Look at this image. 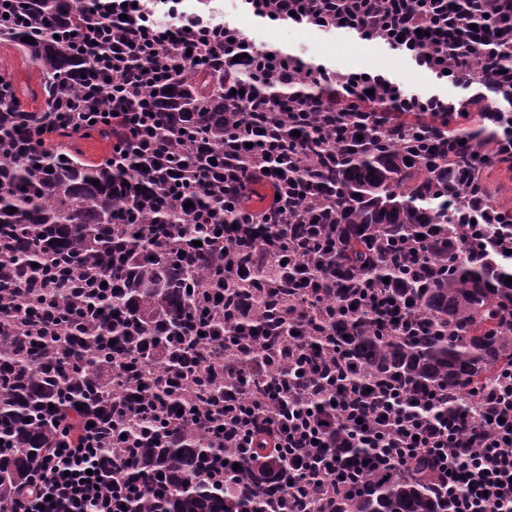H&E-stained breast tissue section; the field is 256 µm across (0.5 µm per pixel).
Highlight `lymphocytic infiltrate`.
Masks as SVG:
<instances>
[{
	"mask_svg": "<svg viewBox=\"0 0 512 512\" xmlns=\"http://www.w3.org/2000/svg\"><path fill=\"white\" fill-rule=\"evenodd\" d=\"M260 54L238 26L225 25L226 66L249 74ZM207 356L243 387L224 394L225 444L249 448L254 435L265 432L288 455L287 469L275 459L265 465L271 482L285 473L295 488L276 512H331L363 468L409 476L424 456L435 463V485L448 498V512H512V371L504 390L481 400L484 423L470 433L464 422L430 416L425 402L411 403L398 393L369 397L318 387L317 361L284 388L251 361L225 360L222 348ZM353 446L370 449L369 458L349 456ZM115 468L92 433L62 435L19 484L10 512H125L131 486L114 477Z\"/></svg>",
	"mask_w": 512,
	"mask_h": 512,
	"instance_id": "lymphocytic-infiltrate-1",
	"label": "lymphocytic infiltrate"
}]
</instances>
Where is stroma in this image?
<instances>
[{
    "instance_id": "35a3bbf8",
    "label": "stroma",
    "mask_w": 512,
    "mask_h": 512,
    "mask_svg": "<svg viewBox=\"0 0 512 512\" xmlns=\"http://www.w3.org/2000/svg\"><path fill=\"white\" fill-rule=\"evenodd\" d=\"M216 20H229L246 30L257 45H273L329 68L348 73H379L395 82L407 95L436 94L441 98L463 99L467 89L448 80H438L419 67L410 55L390 49L386 44L361 41L345 30L321 31L304 25L284 26L254 18L242 0H211Z\"/></svg>"
}]
</instances>
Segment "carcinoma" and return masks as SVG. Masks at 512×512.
Instances as JSON below:
<instances>
[{"label":"carcinoma","instance_id":"1","mask_svg":"<svg viewBox=\"0 0 512 512\" xmlns=\"http://www.w3.org/2000/svg\"><path fill=\"white\" fill-rule=\"evenodd\" d=\"M420 2L391 8L420 11L429 72L472 94H416L392 112L396 89L372 73L351 94L347 74L323 81L297 56L286 75H252L246 98L226 94L238 79L214 27L175 18L192 55L149 43L117 71L112 40L130 45L154 17L115 22L108 0H0V45L42 73L36 91L0 78V512L64 422L95 424L99 446L128 462L122 477L140 491L126 512L275 509L271 437L247 456L225 450L220 484L207 470L223 442L160 414L223 422L234 382L199 353L215 336L275 359L300 325L323 373L395 384L410 401L446 389L436 409L450 420L499 387L512 367V207L487 172L512 170V0H443L440 25ZM355 32L394 43L370 21ZM114 112L147 113V138L104 122ZM265 128V150L241 147ZM93 134L121 152L84 158ZM261 167L279 198L252 211L241 185ZM264 250L286 263L260 270ZM104 366L121 383H105ZM418 470L367 471L334 512H448Z\"/></svg>","mask_w":512,"mask_h":512}]
</instances>
